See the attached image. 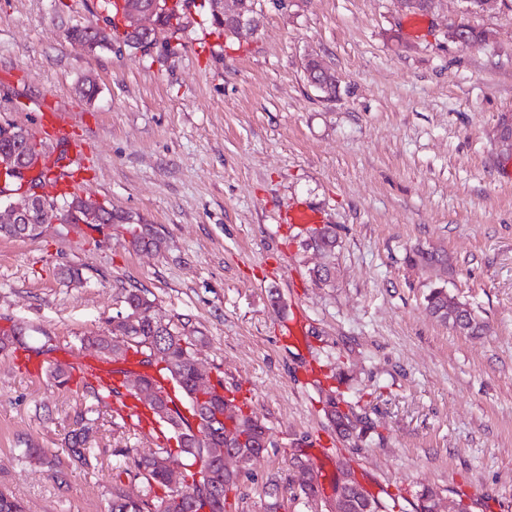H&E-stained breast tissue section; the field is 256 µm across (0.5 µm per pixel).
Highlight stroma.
<instances>
[{
    "instance_id": "1",
    "label": "stroma",
    "mask_w": 512,
    "mask_h": 512,
    "mask_svg": "<svg viewBox=\"0 0 512 512\" xmlns=\"http://www.w3.org/2000/svg\"><path fill=\"white\" fill-rule=\"evenodd\" d=\"M108 16L105 0H0V125L32 132L28 102L61 108L85 137L81 195L143 218L166 247L134 251L119 224L0 237V327L22 325L33 346L50 335L54 358L74 363L82 337L111 330L126 289L190 315L200 365L238 388L275 442L236 512H265L267 479L290 484L295 454L326 488L349 461L379 512H414L423 485L471 512H512V149L498 139L512 120V7L256 0L247 39L194 7L145 54L69 41ZM463 21L491 40L450 38ZM310 56L335 74V98L309 84ZM87 77L91 102L77 92ZM293 203L336 227L331 286L308 276L320 258L302 247L307 226L279 221ZM418 246L452 257L448 292L485 321L481 335L430 316L436 275L406 261ZM70 266L80 285L63 282ZM334 385L367 422L359 438L337 439L324 415ZM84 408L25 356L0 353V490L25 512H110L116 480L140 495L123 451L154 441L111 412L93 465L70 464ZM30 444L44 463L22 460Z\"/></svg>"
}]
</instances>
